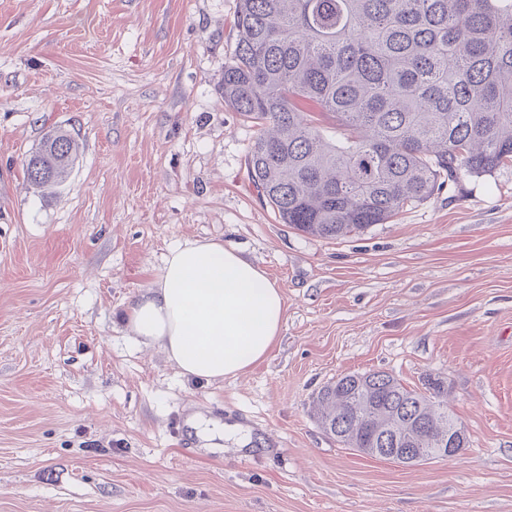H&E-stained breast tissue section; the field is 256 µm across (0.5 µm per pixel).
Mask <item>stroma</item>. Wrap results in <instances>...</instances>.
<instances>
[{
  "label": "stroma",
  "instance_id": "stroma-1",
  "mask_svg": "<svg viewBox=\"0 0 512 512\" xmlns=\"http://www.w3.org/2000/svg\"><path fill=\"white\" fill-rule=\"evenodd\" d=\"M236 6L0 0V512H512V166L344 238L281 223L219 88ZM53 128L80 157L39 192L24 159ZM188 239L283 292L242 377H181L116 319ZM368 371L442 381L467 448L401 466L342 447L312 400ZM197 412L251 444L202 448Z\"/></svg>",
  "mask_w": 512,
  "mask_h": 512
}]
</instances>
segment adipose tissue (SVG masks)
<instances>
[{
    "label": "adipose tissue",
    "mask_w": 512,
    "mask_h": 512,
    "mask_svg": "<svg viewBox=\"0 0 512 512\" xmlns=\"http://www.w3.org/2000/svg\"><path fill=\"white\" fill-rule=\"evenodd\" d=\"M285 314L283 293L237 250L190 240L167 254L157 280L121 321L138 345L159 348L182 377L235 379L263 361Z\"/></svg>",
    "instance_id": "adipose-tissue-1"
}]
</instances>
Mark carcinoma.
<instances>
[{"instance_id":"obj_1","label":"carcinoma","mask_w":512,"mask_h":512,"mask_svg":"<svg viewBox=\"0 0 512 512\" xmlns=\"http://www.w3.org/2000/svg\"><path fill=\"white\" fill-rule=\"evenodd\" d=\"M234 27L224 104L258 126L257 195L302 233H359L447 180L512 165V0H237ZM78 156L53 129L25 160L27 178L62 185ZM443 393L435 379L411 389L369 371L324 386L315 410L346 448H430L456 426ZM390 422L399 440L383 445Z\"/></svg>"}]
</instances>
